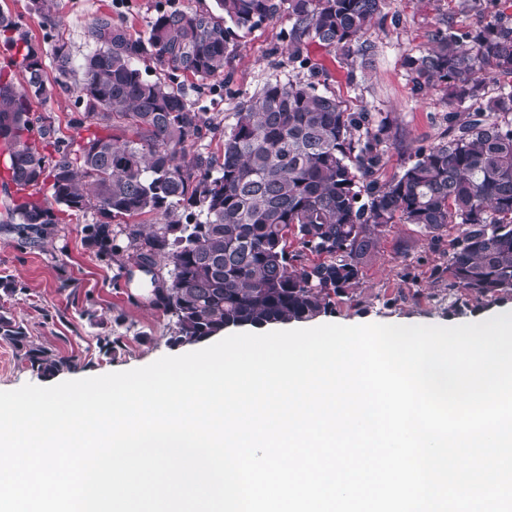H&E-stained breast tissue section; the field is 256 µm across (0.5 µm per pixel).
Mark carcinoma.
<instances>
[{
	"label": "carcinoma",
	"instance_id": "obj_1",
	"mask_svg": "<svg viewBox=\"0 0 512 512\" xmlns=\"http://www.w3.org/2000/svg\"><path fill=\"white\" fill-rule=\"evenodd\" d=\"M388 0H216L214 12L160 11L145 39L130 38L103 14L88 27L95 49L74 64L65 44L53 66L82 75L80 126L107 121L133 137H55L51 118L32 117V103L51 96L42 55L19 23L0 12V41L22 74L0 70V139L10 148V182L37 191L50 182L52 201L33 196L7 209L8 223L40 233L59 223L54 205L92 209L101 221L90 240L113 245L112 218L152 213L154 224L125 228L129 252L119 260L129 277L171 266L170 282L151 279L152 304L174 319L175 344L200 342L228 327L307 321L356 287L362 265L387 224H415L430 241L448 225V288L459 311L472 302L512 296V16L495 12L476 30L436 27L426 47L404 57L418 92L438 90L451 125L418 147L401 173L381 181V144L388 125L352 112L312 82L277 77L244 97L224 132L222 157L187 147L216 132L188 103L179 77L224 78V64L244 34L288 18L289 58L307 63L316 43L345 62L370 64L378 54L372 30ZM150 59L156 78L137 63ZM480 103L476 112L465 102ZM53 147L47 156L33 132ZM197 208L194 213L191 208ZM296 241L288 248V236ZM310 253L321 260L308 264ZM0 339L22 351L40 376L75 359L28 344L23 327L0 315Z\"/></svg>",
	"mask_w": 512,
	"mask_h": 512
}]
</instances>
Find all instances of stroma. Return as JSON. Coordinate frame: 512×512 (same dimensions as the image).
I'll use <instances>...</instances> for the list:
<instances>
[{
	"label": "stroma",
	"mask_w": 512,
	"mask_h": 512,
	"mask_svg": "<svg viewBox=\"0 0 512 512\" xmlns=\"http://www.w3.org/2000/svg\"><path fill=\"white\" fill-rule=\"evenodd\" d=\"M30 5L31 0H0V10L10 12L21 32L44 54L63 42L77 60L93 48L86 31L97 15H112L131 38L142 39L158 10L216 8L215 0H54L51 13L57 24L49 28ZM505 7L504 0H391L372 34L379 53L370 66L346 65L315 45L308 48V64L299 65L288 56L287 18L264 22L227 59L223 79L203 87L196 78L185 77L182 90L187 99L221 125L219 132L206 135L194 148L222 155V128L231 123L242 97L260 89L270 76L299 78L318 83L353 110L387 118L389 138L381 177L390 179L402 171L416 148L438 140L448 127L449 109L441 94L414 91L403 57L426 45L442 22L471 30L481 16ZM46 76L53 96L34 111L50 116L58 137H76L75 122L83 110L77 85L51 66ZM216 95L223 106L213 104ZM98 220L95 211L69 210L63 212L61 223L28 237L0 223V284L10 288L0 297V315L22 325L34 344L76 359L74 368L44 377L33 372L11 344L0 340V391L127 371L166 355L195 351V344L171 343L173 323L150 304L149 277L141 273L127 277L116 256L91 243L87 227ZM456 233V227H449L447 239L434 244L413 224L380 228L359 284L337 296L332 311L315 318V325H452L512 308L511 297L449 312L453 297L448 292L446 251L448 238ZM107 336L120 337V345L113 350L106 347Z\"/></svg>",
	"instance_id": "stroma-1"
}]
</instances>
